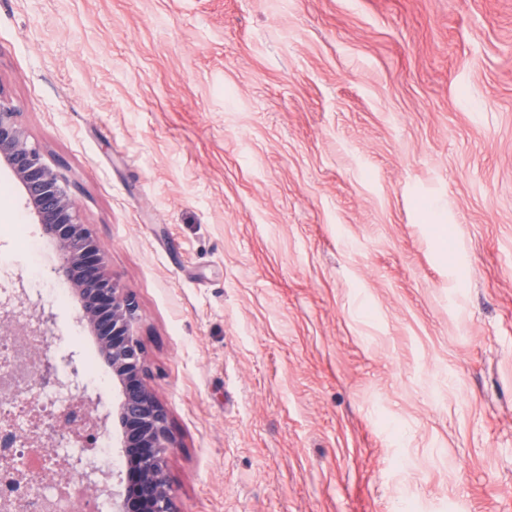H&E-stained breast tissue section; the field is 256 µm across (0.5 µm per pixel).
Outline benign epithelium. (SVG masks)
Returning a JSON list of instances; mask_svg holds the SVG:
<instances>
[{
	"instance_id": "1",
	"label": "benign epithelium",
	"mask_w": 512,
	"mask_h": 512,
	"mask_svg": "<svg viewBox=\"0 0 512 512\" xmlns=\"http://www.w3.org/2000/svg\"><path fill=\"white\" fill-rule=\"evenodd\" d=\"M0 158L21 184L30 213L59 252L52 269L80 304L81 320L94 333L98 358L112 372L119 389L112 420L121 430V447L132 478L112 492V512H178L167 476L168 456L175 441L168 413L146 381L144 351L137 334L140 308L134 295L119 287L105 251L80 216L68 182L50 168L31 144L18 113L0 98ZM43 313L10 309L0 313V333L37 336L47 328ZM33 372L58 382L54 366L39 348L29 349ZM4 400L20 391L23 381L4 369Z\"/></svg>"
}]
</instances>
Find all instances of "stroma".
<instances>
[{
  "label": "stroma",
  "mask_w": 512,
  "mask_h": 512,
  "mask_svg": "<svg viewBox=\"0 0 512 512\" xmlns=\"http://www.w3.org/2000/svg\"><path fill=\"white\" fill-rule=\"evenodd\" d=\"M0 98L138 301L179 512H512V0H0Z\"/></svg>",
  "instance_id": "stroma-1"
}]
</instances>
